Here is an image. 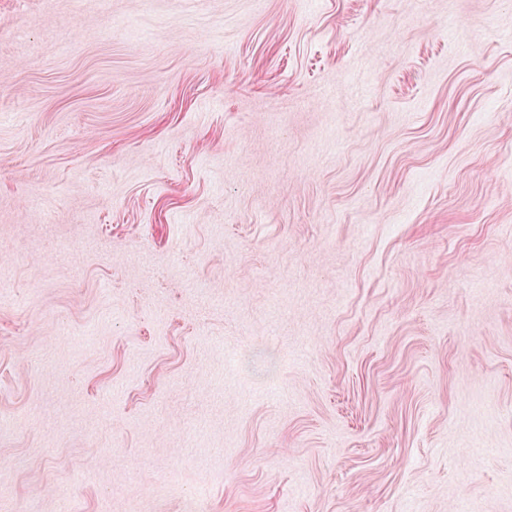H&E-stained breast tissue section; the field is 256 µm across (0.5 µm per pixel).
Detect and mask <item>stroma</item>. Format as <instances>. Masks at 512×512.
<instances>
[{"label":"stroma","mask_w":512,"mask_h":512,"mask_svg":"<svg viewBox=\"0 0 512 512\" xmlns=\"http://www.w3.org/2000/svg\"><path fill=\"white\" fill-rule=\"evenodd\" d=\"M199 495L512 512V0H0V512Z\"/></svg>","instance_id":"stroma-1"}]
</instances>
